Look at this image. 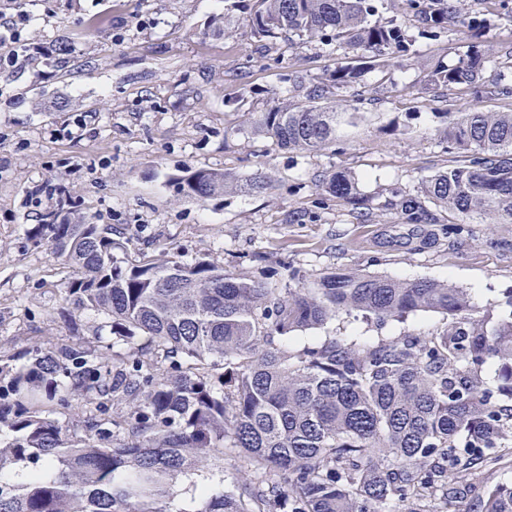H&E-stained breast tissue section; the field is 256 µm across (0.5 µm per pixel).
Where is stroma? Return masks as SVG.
I'll use <instances>...</instances> for the list:
<instances>
[{"mask_svg":"<svg viewBox=\"0 0 512 512\" xmlns=\"http://www.w3.org/2000/svg\"><path fill=\"white\" fill-rule=\"evenodd\" d=\"M27 8L26 36L47 52L0 70V349L74 342L98 324L63 304L69 269L28 237L41 214L31 192L46 180L67 185L76 210L111 225L114 239L133 250L185 262L206 256L276 288L288 285L289 272L311 280L335 268L434 279L467 289L478 311L512 316V224L450 212L435 224H404L393 214L362 222L314 185L315 176L345 169L374 198L386 187L413 190L459 164L437 136L439 113L495 111L500 103L466 90L431 101L421 87L432 64L465 54L464 34L417 38L413 58L389 78L365 79L376 95L368 111L415 120L423 136L389 137L372 125L342 149L298 153L252 137L245 115L265 108L290 78L333 69L335 48L292 49L287 37L253 36L243 0H29ZM224 13L232 22L215 34L212 19ZM142 15L152 26H138ZM98 18L106 24L91 33ZM199 168L242 177L262 171L270 184L207 202L178 195L172 176ZM448 224L461 233L445 234ZM446 322L435 312L382 326L340 317L289 344L430 335Z\"/></svg>","mask_w":512,"mask_h":512,"instance_id":"stroma-1","label":"stroma"}]
</instances>
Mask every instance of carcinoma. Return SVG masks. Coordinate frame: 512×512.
<instances>
[{
    "instance_id": "obj_1",
    "label": "carcinoma",
    "mask_w": 512,
    "mask_h": 512,
    "mask_svg": "<svg viewBox=\"0 0 512 512\" xmlns=\"http://www.w3.org/2000/svg\"><path fill=\"white\" fill-rule=\"evenodd\" d=\"M259 37L336 45L344 61L303 94L275 96L250 112L251 135L291 151L346 144L374 113L343 98L367 74L413 54V36L382 21L385 0H250ZM418 34L466 28L453 65L426 74L425 90L466 88L498 112H443L448 149L466 162L385 190L379 208L405 224H435L428 208L512 224V81L472 0H406ZM389 136L418 129L391 119ZM177 193L206 201L267 189L266 176L211 169L170 177ZM357 209L358 182L342 170L317 179ZM71 269L65 299L104 316L112 336L0 352V512H173L177 484L198 508L178 512H451L473 485L474 466L512 437V318L479 315L446 281H403L334 269L284 290L212 259L158 261L112 238L72 206L29 229ZM448 318L431 336L361 341L332 336L293 350L290 333L340 317L384 324L417 312ZM25 359L16 367L14 362ZM498 365L496 386L482 376ZM235 451L234 491L212 460ZM482 512H512V484L483 487Z\"/></svg>"
}]
</instances>
